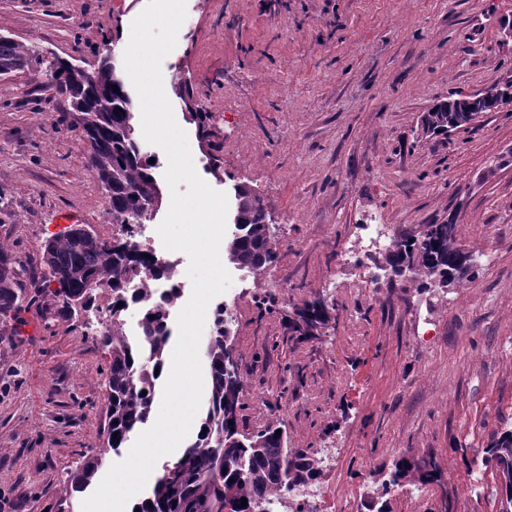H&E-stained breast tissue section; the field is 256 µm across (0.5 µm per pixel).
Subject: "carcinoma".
<instances>
[{
	"label": "carcinoma",
	"mask_w": 512,
	"mask_h": 512,
	"mask_svg": "<svg viewBox=\"0 0 512 512\" xmlns=\"http://www.w3.org/2000/svg\"><path fill=\"white\" fill-rule=\"evenodd\" d=\"M39 60L31 47L0 35V76L11 74ZM50 74L59 90L71 98L77 112L79 138L88 153L89 168L106 192L112 223L124 227V236L103 240L88 231L67 233L45 245L42 287L30 293L22 287L26 270L11 251L0 245V315L7 316L23 306L39 305L45 293L57 304L64 318L73 317L76 305L90 308L94 292H112V312L124 311L131 302L143 305L145 313L141 334L127 335L121 319L101 334L110 361L106 383L105 448L101 453L122 447L126 438L150 420L152 403L164 366L171 338L169 313L179 299L173 288L160 295L142 288H130L128 274L140 267L138 277L170 278L171 266L147 253L136 240L134 225L148 220L159 200V187L150 166L140 157L132 124V100L123 81L116 75L109 58L94 72L72 62L55 59ZM118 91H113V86ZM512 104V83L494 81L485 96L450 98L431 107L422 116L425 133L446 134L459 129V114L478 115ZM236 233L224 240L230 262L243 268L262 269L275 256L273 241L264 220L261 199L244 186L236 197L233 219ZM456 225L430 224L422 239L404 238L391 245L383 255L395 271L408 268L422 277H432L446 286L458 281H473L476 272L456 245ZM55 288H50L51 284ZM124 306L119 308L117 303ZM300 322L293 331L312 336L331 320L326 305L306 301L298 310ZM224 314L213 324L209 338V403L197 440L182 450L174 461L169 479L157 478L149 496L136 503L140 512H222L229 502L231 512H270L273 502L288 489L307 485L318 473L319 461L306 448L288 447L286 433L268 424L245 438L236 431L239 397L243 380L237 373L224 370ZM146 395H141L142 391ZM100 456L85 459L74 471L71 487L80 492L90 486L98 472ZM483 465L495 469L501 478V508L512 512V430L503 429L484 449ZM422 481L437 479L434 470L402 457L395 461L383 492L388 494L412 474ZM247 505H241V499Z\"/></svg>",
	"instance_id": "carcinoma-1"
}]
</instances>
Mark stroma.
I'll return each mask as SVG.
<instances>
[{"mask_svg": "<svg viewBox=\"0 0 512 512\" xmlns=\"http://www.w3.org/2000/svg\"><path fill=\"white\" fill-rule=\"evenodd\" d=\"M147 0H0V34L86 71L122 67L121 31ZM512 0H186L162 62L166 96L212 189L246 185L273 219L275 259L235 289L231 345L244 381L237 429L279 424L320 461L319 512H499L482 451L512 426V106L426 135L451 94L512 80L499 37ZM207 112L198 121L191 104ZM46 68L0 77V244L43 277L67 230L122 235ZM391 239L454 223L475 281L422 288L375 253L355 265L359 221ZM336 309L290 339L296 305ZM111 294L88 319L52 303L0 317V512H82L68 480L105 440ZM436 468L383 493L395 460Z\"/></svg>", "mask_w": 512, "mask_h": 512, "instance_id": "1", "label": "stroma"}]
</instances>
